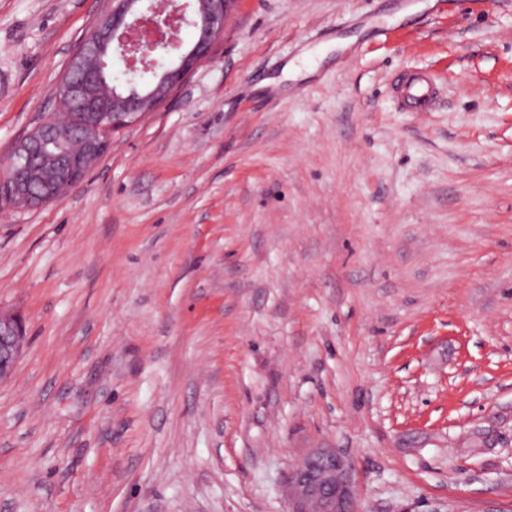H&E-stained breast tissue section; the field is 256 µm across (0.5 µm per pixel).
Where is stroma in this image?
<instances>
[{
    "mask_svg": "<svg viewBox=\"0 0 512 512\" xmlns=\"http://www.w3.org/2000/svg\"><path fill=\"white\" fill-rule=\"evenodd\" d=\"M108 0H0V176ZM436 78L400 111L397 73ZM0 512H512V0H239L60 200L0 209ZM26 339L25 321L17 313L0 311V379L11 374ZM288 512H355L351 463L334 448H312L290 470L283 487Z\"/></svg>",
    "mask_w": 512,
    "mask_h": 512,
    "instance_id": "obj_1",
    "label": "stroma"
}]
</instances>
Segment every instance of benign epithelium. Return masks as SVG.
Instances as JSON below:
<instances>
[{"mask_svg": "<svg viewBox=\"0 0 512 512\" xmlns=\"http://www.w3.org/2000/svg\"><path fill=\"white\" fill-rule=\"evenodd\" d=\"M111 7L97 23L94 42H84L69 62V78L58 95L78 100L91 111L73 126L55 118L43 120L19 140L11 153L9 176L0 190L12 204L29 209L59 199L80 183L106 153L110 131L128 127L165 103L197 67L206 62L225 29L237 0H188L159 13L146 0H109ZM196 31L185 48L181 32ZM123 61L130 75L123 89L110 88L92 67L105 44ZM172 63L148 89L137 76L154 70L156 56ZM26 339L25 321L17 313L0 312V379L11 374ZM288 512H356V486L351 463L334 448H313L290 470L283 487Z\"/></svg>", "mask_w": 512, "mask_h": 512, "instance_id": "obj_1", "label": "benign epithelium"}]
</instances>
